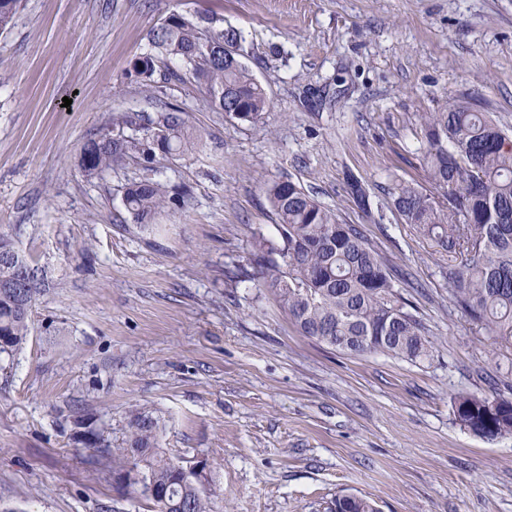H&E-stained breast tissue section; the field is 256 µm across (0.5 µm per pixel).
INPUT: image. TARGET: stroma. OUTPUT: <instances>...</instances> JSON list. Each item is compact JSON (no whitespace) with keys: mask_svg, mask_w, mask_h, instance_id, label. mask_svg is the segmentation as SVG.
Segmentation results:
<instances>
[{"mask_svg":"<svg viewBox=\"0 0 512 512\" xmlns=\"http://www.w3.org/2000/svg\"><path fill=\"white\" fill-rule=\"evenodd\" d=\"M173 12L242 32L261 118L132 75ZM470 97L512 127V0H23L0 33V232L40 293L26 344L0 356V512H152L91 458L125 447L134 408L160 451L207 463L214 512H330L347 493L379 512H512V436L483 440L451 414L457 392H489L497 357L452 301L447 252L390 210L402 182L440 197L420 117ZM169 105L202 141L159 169L192 199L148 231L122 201L143 160L89 176L78 158L125 115ZM288 179L407 273L432 359L341 354L257 287L253 238L279 237L266 187Z\"/></svg>","mask_w":512,"mask_h":512,"instance_id":"1","label":"stroma"}]
</instances>
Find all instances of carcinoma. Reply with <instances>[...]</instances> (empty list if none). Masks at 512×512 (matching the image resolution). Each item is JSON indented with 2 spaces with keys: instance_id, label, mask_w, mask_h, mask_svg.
<instances>
[{
  "instance_id": "cac0c4a2",
  "label": "carcinoma",
  "mask_w": 512,
  "mask_h": 512,
  "mask_svg": "<svg viewBox=\"0 0 512 512\" xmlns=\"http://www.w3.org/2000/svg\"><path fill=\"white\" fill-rule=\"evenodd\" d=\"M21 0H0V31L13 25ZM242 35L209 14L189 19L177 12L152 32L151 49L135 59L134 75H158L166 83L199 84L209 106L243 122L269 107L265 87L240 59ZM130 133L99 134L82 148L80 167L94 175L131 158L152 164L192 155L200 134L181 110L156 117L123 119ZM427 178L443 192L440 203L413 183L392 193V212L455 255L448 282L456 305L481 326L494 344L512 341V129L501 127L475 100H462L421 122ZM191 191L145 174L124 188L123 204L135 223L153 226L169 205L184 207ZM280 241L254 239L250 261L257 286L269 289L300 335L344 354H384L414 364L433 356L434 342L422 319L408 310L388 262L362 228L344 223L292 180L267 188ZM0 354L26 342L36 301L35 270L0 236ZM455 423L477 437L512 436V399L464 391L452 398ZM124 448H99L119 472L137 473L146 500L156 512H212L205 474L179 470L157 449V422L130 411ZM157 487L165 499H154ZM332 512H379L372 500L355 494L336 497Z\"/></svg>"
}]
</instances>
